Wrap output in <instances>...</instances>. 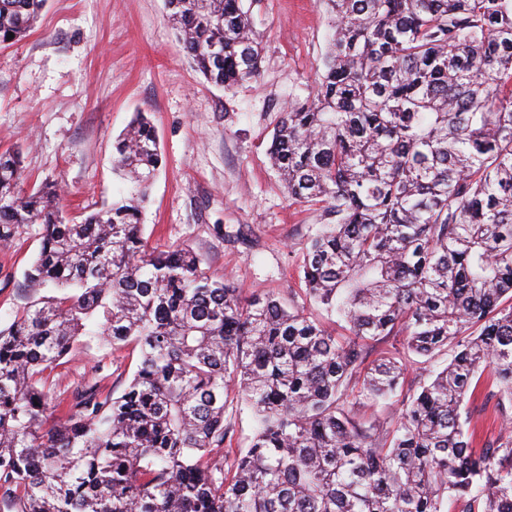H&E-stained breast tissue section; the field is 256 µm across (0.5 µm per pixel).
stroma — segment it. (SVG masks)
Here are the masks:
<instances>
[{
  "instance_id": "obj_1",
  "label": "stroma",
  "mask_w": 512,
  "mask_h": 512,
  "mask_svg": "<svg viewBox=\"0 0 512 512\" xmlns=\"http://www.w3.org/2000/svg\"><path fill=\"white\" fill-rule=\"evenodd\" d=\"M243 5L263 47L261 72L225 90L194 70L164 0H47L34 30L0 48V151L21 148L31 181L59 179L65 213L78 222L131 190L113 165L112 143L134 113H149L163 157L143 217L149 245L191 247L241 297H295L340 335L342 322L301 291L302 254L320 212L288 198L268 159L284 108L313 89L328 16L318 0ZM39 231L26 224L0 241V329L33 299L25 274ZM135 369L134 359L86 336L52 376L64 397L99 378L118 396ZM461 415L488 441L512 420V405L478 399Z\"/></svg>"
}]
</instances>
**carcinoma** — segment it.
<instances>
[{
  "label": "carcinoma",
  "mask_w": 512,
  "mask_h": 512,
  "mask_svg": "<svg viewBox=\"0 0 512 512\" xmlns=\"http://www.w3.org/2000/svg\"><path fill=\"white\" fill-rule=\"evenodd\" d=\"M45 3L0 0V47ZM320 3L322 70L269 155L288 198L325 212L303 292L348 336L270 291L242 299L188 247L148 246L162 158L145 113L113 144L138 191L79 223L58 182L24 188L20 152H1L0 241L42 226L25 279L50 292L0 329L7 512H512V436L478 450L461 420L482 392L512 403V0ZM165 8L208 83L258 78L242 0ZM391 334L402 350L366 362ZM82 336L137 356L120 396L95 380L59 400L50 374ZM450 345L395 419H356L403 392L410 356ZM239 403L257 419L245 450L224 447Z\"/></svg>",
  "instance_id": "cac0c4a2"
}]
</instances>
